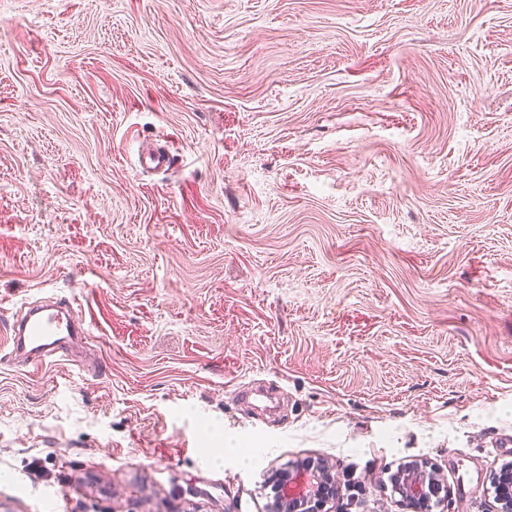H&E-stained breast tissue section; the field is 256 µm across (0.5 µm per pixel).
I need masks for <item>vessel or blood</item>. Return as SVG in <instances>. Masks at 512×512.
Here are the masks:
<instances>
[{"label": "vessel or blood", "instance_id": "1", "mask_svg": "<svg viewBox=\"0 0 512 512\" xmlns=\"http://www.w3.org/2000/svg\"><path fill=\"white\" fill-rule=\"evenodd\" d=\"M86 335L85 328L75 320L69 301L48 297L28 306L16 319L9 349L15 354H25L32 365L38 366L68 355L75 342Z\"/></svg>", "mask_w": 512, "mask_h": 512}]
</instances>
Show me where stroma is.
<instances>
[{"label":"stroma","mask_w":512,"mask_h":512,"mask_svg":"<svg viewBox=\"0 0 512 512\" xmlns=\"http://www.w3.org/2000/svg\"><path fill=\"white\" fill-rule=\"evenodd\" d=\"M162 153L159 168L142 166ZM0 512H496L512 447V0H0ZM87 331L74 319L69 301L45 298L28 306L12 325L9 350L31 357L32 366L43 365L56 356H67ZM335 478L323 465L305 464L278 476V493L268 512H323L325 488ZM438 481L433 474L421 469H413L401 476L395 490L411 512H431L432 498L436 497Z\"/></svg>","instance_id":"stroma-1"}]
</instances>
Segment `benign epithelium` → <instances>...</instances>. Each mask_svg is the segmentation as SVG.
<instances>
[{
  "mask_svg": "<svg viewBox=\"0 0 512 512\" xmlns=\"http://www.w3.org/2000/svg\"><path fill=\"white\" fill-rule=\"evenodd\" d=\"M438 481L433 474L413 469L401 476L395 490L410 512H432V498L436 496ZM335 485L329 468L305 464L278 476V493L268 512H324L325 488ZM499 512H512V470L501 478Z\"/></svg>",
  "mask_w": 512,
  "mask_h": 512,
  "instance_id": "benign-epithelium-1",
  "label": "benign epithelium"
}]
</instances>
